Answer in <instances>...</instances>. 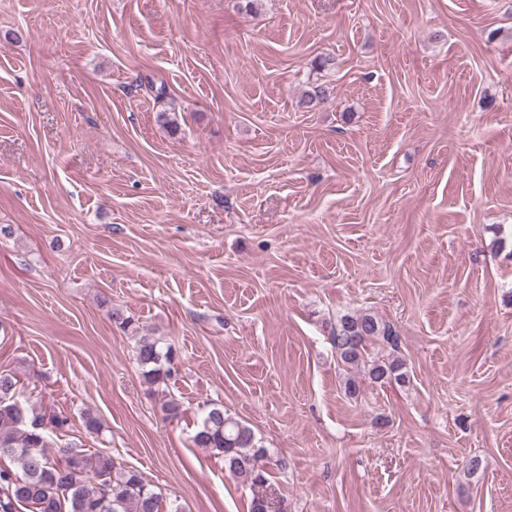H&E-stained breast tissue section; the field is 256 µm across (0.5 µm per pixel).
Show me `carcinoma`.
Listing matches in <instances>:
<instances>
[{
    "instance_id": "obj_1",
    "label": "carcinoma",
    "mask_w": 512,
    "mask_h": 512,
    "mask_svg": "<svg viewBox=\"0 0 512 512\" xmlns=\"http://www.w3.org/2000/svg\"><path fill=\"white\" fill-rule=\"evenodd\" d=\"M331 98V89L312 85L299 106L315 108ZM109 317L136 338L137 364L148 384L166 382L178 368V353L171 343L139 334V325L118 309ZM394 343L392 330L379 318L361 311L340 317L331 333L336 357L352 370L344 383L345 395L360 392L358 370L374 384L410 383L404 360L373 357L369 347L378 340ZM24 385L14 372L0 371V512H182L164 505L162 493L133 469L123 468L112 455L87 454L75 442H62L70 430V417L46 416L25 406ZM193 444L224 457L225 468L253 489L250 512H271L267 449L244 421L212 405L203 415Z\"/></svg>"
}]
</instances>
